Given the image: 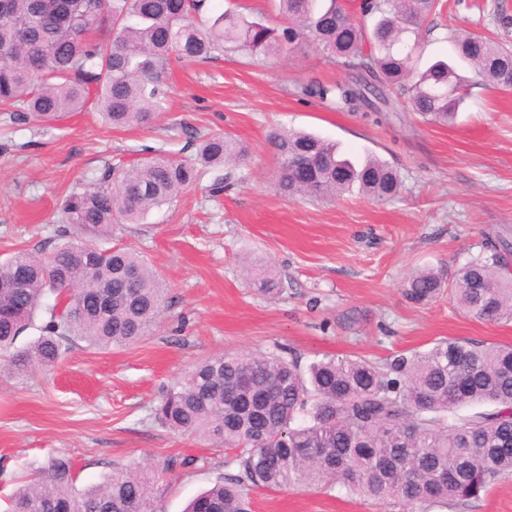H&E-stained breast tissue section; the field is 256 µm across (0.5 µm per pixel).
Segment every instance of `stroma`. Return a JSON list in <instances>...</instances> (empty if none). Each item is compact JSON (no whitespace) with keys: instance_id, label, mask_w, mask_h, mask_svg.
<instances>
[{"instance_id":"35a3bbf8","label":"stroma","mask_w":512,"mask_h":512,"mask_svg":"<svg viewBox=\"0 0 512 512\" xmlns=\"http://www.w3.org/2000/svg\"><path fill=\"white\" fill-rule=\"evenodd\" d=\"M424 25L423 61L453 57L451 37L479 31L512 44V0H443ZM321 49L298 44L261 59L226 53L174 67L166 112L115 128L94 106L51 125L0 121V260L14 249H51L62 204L98 183L108 166L158 154L185 156L214 133L243 140L246 161L207 170L195 187L120 241L139 252L166 293L143 341L97 350L76 345L53 369L18 376L0 368V504L36 467L64 453L85 488L121 467H181L159 482L163 512H183L220 476L236 473L228 450L155 421L163 391L198 358L285 351L382 360L448 339L512 344V319L465 314L447 294L404 295L416 271L454 283L470 259L512 233V91L481 81L454 124L398 109L377 124L304 96L309 81L343 79ZM276 130H306L355 159L396 168L398 196L353 192L332 201L289 198L276 186ZM267 265L278 294L259 291L245 261ZM252 512H411L339 490L256 489Z\"/></svg>"}]
</instances>
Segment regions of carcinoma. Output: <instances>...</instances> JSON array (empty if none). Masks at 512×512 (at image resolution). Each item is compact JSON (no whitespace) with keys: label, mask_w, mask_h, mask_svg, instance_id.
<instances>
[{"label":"carcinoma","mask_w":512,"mask_h":512,"mask_svg":"<svg viewBox=\"0 0 512 512\" xmlns=\"http://www.w3.org/2000/svg\"><path fill=\"white\" fill-rule=\"evenodd\" d=\"M206 0H7L0 14V113L11 123L52 124L94 101L116 125L149 124L162 111L173 62L208 61L227 48L250 57L313 43L347 76L312 81L302 93L352 112L384 109L368 100L398 89L422 119H455L470 80L445 59L412 67L421 25L437 0H273L286 24L270 26L230 6L196 21ZM456 58L502 91L512 90V49L469 32L453 37ZM270 142L279 158L278 187L290 197L335 199L354 189L394 198L398 173L381 160L358 161L314 134L278 130ZM246 146L227 133L204 139L186 159L151 157L107 169L98 186L71 192L63 204L57 243L19 249L0 262V363L15 374L54 367L79 341L126 346L156 324L164 296L154 270L135 250L112 244L124 224H142L155 209L191 190L203 170L245 160ZM310 165V181L295 174ZM135 273L128 279V273ZM259 288L282 291L258 269ZM109 287L112 304L99 302ZM444 288L434 269L416 273L406 297L416 303ZM54 304L39 336L32 326L49 296ZM450 298L471 316H512V242L498 238L491 254L463 267ZM491 409L457 416L462 407ZM155 419L168 429L235 451L238 472L193 499L209 512H251L255 488L310 485L341 488L384 502L401 500L420 512L462 505L512 475V345L442 340L423 352L385 361L325 356L308 364L274 353H221L193 364L163 394ZM74 460L59 454L20 486L5 512H147L158 504V479L116 469L80 489Z\"/></svg>","instance_id":"obj_1"}]
</instances>
